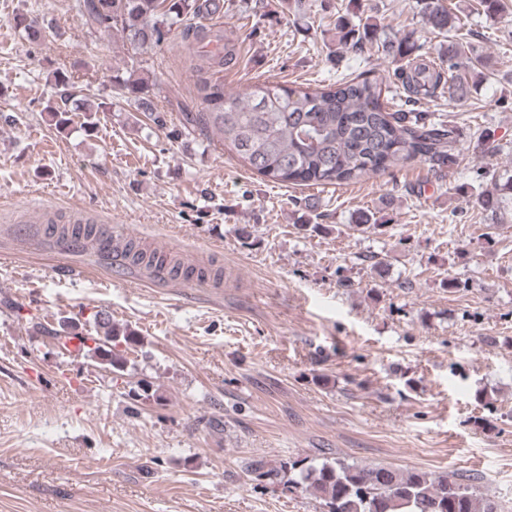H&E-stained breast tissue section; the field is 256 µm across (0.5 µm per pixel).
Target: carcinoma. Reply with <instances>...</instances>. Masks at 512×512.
<instances>
[{
    "label": "carcinoma",
    "instance_id": "obj_1",
    "mask_svg": "<svg viewBox=\"0 0 512 512\" xmlns=\"http://www.w3.org/2000/svg\"><path fill=\"white\" fill-rule=\"evenodd\" d=\"M86 23L103 32L122 33L139 52L158 46L172 30H180L188 50L206 58L208 67L199 70L195 99L199 108L188 105L180 112L181 127L189 134L210 138L217 134L222 145L232 150L254 173L281 185L335 186L358 182L365 176L404 168L419 160L442 172L458 162L459 149L454 128L433 112L413 105L448 90L461 101L470 91L469 80L483 74L485 61L467 54L463 40L448 41L446 58L436 62L415 54L413 34L382 42V55L399 64L400 86L390 89L384 78L358 75L344 78L327 88L255 84L238 95L224 93V70L238 63L234 40L219 29L195 25L191 20L221 11L220 0H82ZM422 12L431 28L440 32L459 30L456 18L442 0H424ZM13 26L26 40L38 43L46 30L27 15L18 13ZM373 25L352 23L341 16L336 22L338 43L347 51L361 54L371 41ZM62 88V107L54 111L57 124L68 125L69 104L75 96L68 91L72 74L55 71ZM118 98L145 113L156 126L164 127V113L154 107L150 76L133 70L115 76ZM478 206L491 221L501 219L505 200L486 192L477 196ZM61 239L82 248L101 231L92 224L62 227ZM123 259L143 263L156 273L182 275L220 282L222 272L207 267L187 270L167 256L133 252V243L119 253ZM96 335L93 351L119 372L125 359L114 352L120 343L134 337L112 326L110 315H94ZM42 335L61 343L77 335L76 326L42 328ZM295 485L312 489L324 501L327 512H502L503 506L482 496L470 480L446 474L431 476L417 470H400L385 465L362 466L337 458L299 469Z\"/></svg>",
    "mask_w": 512,
    "mask_h": 512
}]
</instances>
